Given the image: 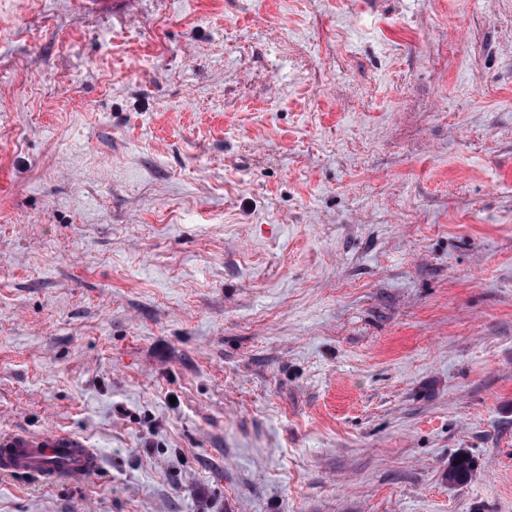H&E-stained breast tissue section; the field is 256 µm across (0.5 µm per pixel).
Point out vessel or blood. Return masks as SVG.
I'll use <instances>...</instances> for the list:
<instances>
[{
  "instance_id": "obj_1",
  "label": "vessel or blood",
  "mask_w": 512,
  "mask_h": 512,
  "mask_svg": "<svg viewBox=\"0 0 512 512\" xmlns=\"http://www.w3.org/2000/svg\"><path fill=\"white\" fill-rule=\"evenodd\" d=\"M99 467L87 441L71 432H16L0 436V474L49 482L78 480Z\"/></svg>"
}]
</instances>
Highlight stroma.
<instances>
[{"instance_id": "obj_1", "label": "stroma", "mask_w": 512, "mask_h": 512, "mask_svg": "<svg viewBox=\"0 0 512 512\" xmlns=\"http://www.w3.org/2000/svg\"><path fill=\"white\" fill-rule=\"evenodd\" d=\"M18 429L101 466L0 512H512V0H0Z\"/></svg>"}]
</instances>
